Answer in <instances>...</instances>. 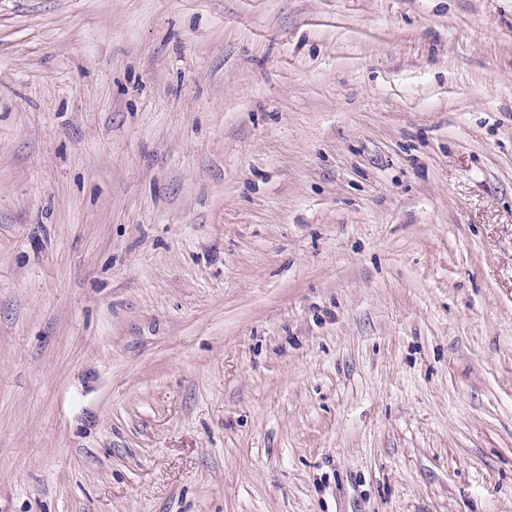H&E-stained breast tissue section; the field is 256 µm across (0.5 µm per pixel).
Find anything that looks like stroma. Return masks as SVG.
<instances>
[{
    "label": "stroma",
    "instance_id": "obj_1",
    "mask_svg": "<svg viewBox=\"0 0 512 512\" xmlns=\"http://www.w3.org/2000/svg\"><path fill=\"white\" fill-rule=\"evenodd\" d=\"M0 512H512V0H0Z\"/></svg>",
    "mask_w": 512,
    "mask_h": 512
}]
</instances>
